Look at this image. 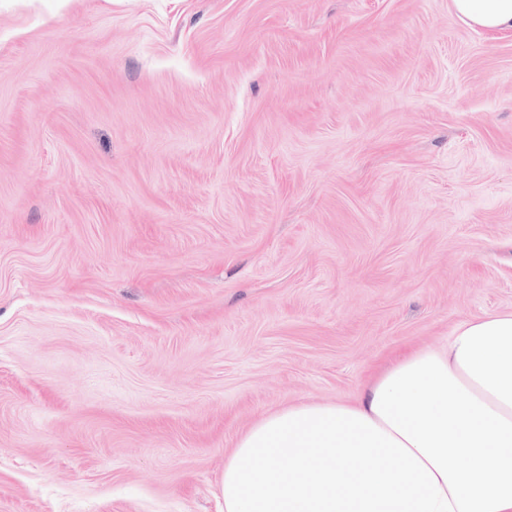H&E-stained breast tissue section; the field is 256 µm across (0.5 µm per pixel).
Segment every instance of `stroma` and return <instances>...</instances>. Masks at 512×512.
<instances>
[{
	"label": "stroma",
	"instance_id": "35a3bbf8",
	"mask_svg": "<svg viewBox=\"0 0 512 512\" xmlns=\"http://www.w3.org/2000/svg\"><path fill=\"white\" fill-rule=\"evenodd\" d=\"M511 311L512 32L0 0V512H224L261 419Z\"/></svg>",
	"mask_w": 512,
	"mask_h": 512
}]
</instances>
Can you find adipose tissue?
<instances>
[{"mask_svg":"<svg viewBox=\"0 0 512 512\" xmlns=\"http://www.w3.org/2000/svg\"><path fill=\"white\" fill-rule=\"evenodd\" d=\"M512 31V0H452ZM224 512H512V312L396 357L355 401L265 417L224 464Z\"/></svg>","mask_w":512,"mask_h":512,"instance_id":"1","label":"adipose tissue"}]
</instances>
